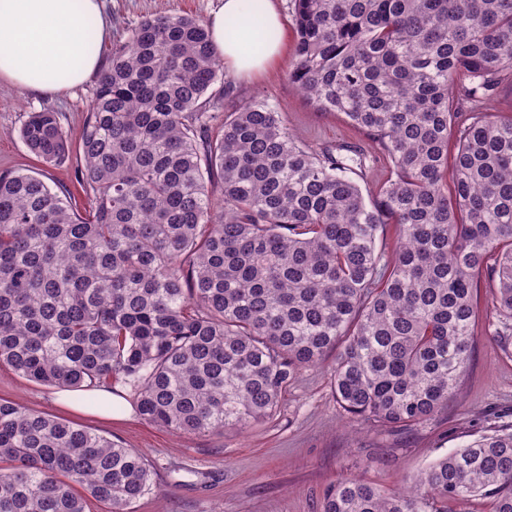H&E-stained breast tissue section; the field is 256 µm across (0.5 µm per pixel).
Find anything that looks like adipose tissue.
I'll return each mask as SVG.
<instances>
[{
  "label": "adipose tissue",
  "instance_id": "adipose-tissue-1",
  "mask_svg": "<svg viewBox=\"0 0 512 512\" xmlns=\"http://www.w3.org/2000/svg\"><path fill=\"white\" fill-rule=\"evenodd\" d=\"M220 0L208 25L212 45L225 68L239 77L268 73L285 49L283 21L275 0ZM274 32L260 51L245 52L255 24ZM111 19L104 0H0V85L57 94L99 75L100 44Z\"/></svg>",
  "mask_w": 512,
  "mask_h": 512
}]
</instances>
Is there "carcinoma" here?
Here are the masks:
<instances>
[{
  "instance_id": "carcinoma-1",
  "label": "carcinoma",
  "mask_w": 512,
  "mask_h": 512,
  "mask_svg": "<svg viewBox=\"0 0 512 512\" xmlns=\"http://www.w3.org/2000/svg\"><path fill=\"white\" fill-rule=\"evenodd\" d=\"M288 79L379 147L298 144L259 103L224 112L207 22L135 25L87 104L84 198L0 172V365L62 391L122 383L139 416L178 434L243 431L337 351L340 407L374 427L435 417L464 375L480 309L512 335V118L482 105L512 84V0H291ZM19 136L69 158L59 114ZM456 151L448 157V142ZM355 154L352 167L346 154ZM220 183L221 197L209 185ZM398 227L382 247L386 225ZM0 512H112L152 486L146 457L0 399ZM512 512V420L386 490L339 476L320 512Z\"/></svg>"
}]
</instances>
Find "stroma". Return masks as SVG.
Segmentation results:
<instances>
[{"label":"stroma","instance_id":"stroma-1","mask_svg":"<svg viewBox=\"0 0 512 512\" xmlns=\"http://www.w3.org/2000/svg\"><path fill=\"white\" fill-rule=\"evenodd\" d=\"M219 0H105L114 42L125 40L142 19L180 14L208 19ZM291 55L267 75L230 77L235 103L260 102L279 112L295 140L311 148L347 143L364 152L366 134L342 115L316 110L288 78ZM94 82L61 95H38L0 88V170L26 169L31 160L19 137L26 113L60 112L72 152L60 165L45 168L52 187L78 188L77 147ZM56 388L0 367V398L66 419L142 452L154 468L153 488L133 512H319L326 486L347 474L396 490L435 459L472 439L495 417L512 416V337L498 342L475 339L469 366L456 396L433 420L415 427L381 429L350 418L339 407L328 365L306 370L277 413L246 431L175 434L137 414L107 420L67 408Z\"/></svg>","mask_w":512,"mask_h":512}]
</instances>
